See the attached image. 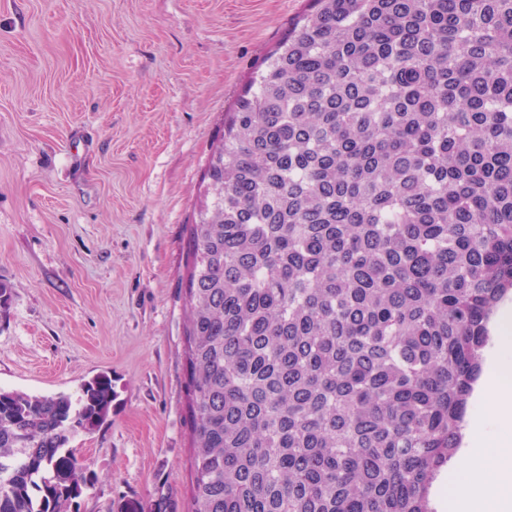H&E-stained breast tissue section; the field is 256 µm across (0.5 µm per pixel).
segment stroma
Masks as SVG:
<instances>
[{
	"instance_id": "stroma-1",
	"label": "stroma",
	"mask_w": 512,
	"mask_h": 512,
	"mask_svg": "<svg viewBox=\"0 0 512 512\" xmlns=\"http://www.w3.org/2000/svg\"><path fill=\"white\" fill-rule=\"evenodd\" d=\"M307 0H0V388L112 412L78 512H189L187 228L224 114Z\"/></svg>"
}]
</instances>
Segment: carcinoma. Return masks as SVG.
<instances>
[{"label": "carcinoma", "mask_w": 512, "mask_h": 512, "mask_svg": "<svg viewBox=\"0 0 512 512\" xmlns=\"http://www.w3.org/2000/svg\"><path fill=\"white\" fill-rule=\"evenodd\" d=\"M205 177L193 512H433L512 290V0H311ZM112 399L0 389V512H78Z\"/></svg>", "instance_id": "1"}]
</instances>
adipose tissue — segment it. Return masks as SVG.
<instances>
[{"instance_id":"ef3b65f1","label":"adipose tissue","mask_w":512,"mask_h":512,"mask_svg":"<svg viewBox=\"0 0 512 512\" xmlns=\"http://www.w3.org/2000/svg\"><path fill=\"white\" fill-rule=\"evenodd\" d=\"M495 355L482 377L480 396L498 428L482 425L470 431L471 452L448 470L443 489L448 512H512V309L502 308L491 320Z\"/></svg>"}]
</instances>
